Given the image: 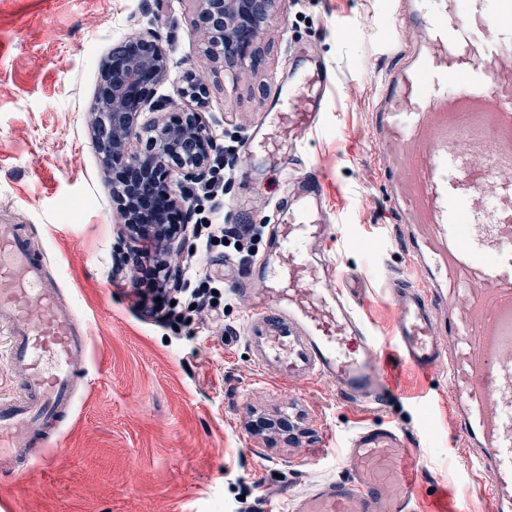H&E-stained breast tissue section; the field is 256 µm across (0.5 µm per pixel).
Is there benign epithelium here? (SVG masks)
Instances as JSON below:
<instances>
[{"label":"benign epithelium","instance_id":"1","mask_svg":"<svg viewBox=\"0 0 512 512\" xmlns=\"http://www.w3.org/2000/svg\"><path fill=\"white\" fill-rule=\"evenodd\" d=\"M198 25L208 51L233 69L253 58L256 41L278 0H198ZM171 59L155 37L129 38L102 66L99 92L91 107L93 137L104 164L115 173L112 197L122 219L121 239L155 237L165 224L164 207L149 208L153 185L165 207L178 209L184 196L166 181L175 172L182 184L208 180L215 151L201 116L183 111L175 119L155 118L139 123L152 103L155 86L170 73ZM181 97L203 99L208 85L185 76ZM145 142L142 150L133 141Z\"/></svg>","mask_w":512,"mask_h":512}]
</instances>
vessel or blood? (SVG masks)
<instances>
[{"instance_id": "b4317fda", "label": "vessel or blood", "mask_w": 512, "mask_h": 512, "mask_svg": "<svg viewBox=\"0 0 512 512\" xmlns=\"http://www.w3.org/2000/svg\"><path fill=\"white\" fill-rule=\"evenodd\" d=\"M395 26L422 30L415 57L384 77L372 130L409 257L392 283L396 347L419 372L447 369L463 451L494 512H512V0H412ZM302 55L248 142L264 172L253 191L277 179L288 191L263 255L228 281L251 297L244 339L260 370L379 406L392 392L381 349L320 252L331 230L323 181L287 173L330 83L319 57ZM0 322V360L17 381L0 397V470L16 472L42 456L48 424L73 412L86 327L15 224L0 225ZM347 458L351 477L290 495L288 512H414L424 486L401 429L360 430Z\"/></svg>"}]
</instances>
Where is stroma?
<instances>
[{"instance_id": "35a3bbf8", "label": "stroma", "mask_w": 512, "mask_h": 512, "mask_svg": "<svg viewBox=\"0 0 512 512\" xmlns=\"http://www.w3.org/2000/svg\"><path fill=\"white\" fill-rule=\"evenodd\" d=\"M405 2L278 0L255 59L228 75L204 52L197 0H0V224L27 225L88 336L56 464L30 477L0 472L14 512H239L245 501L270 512L289 492L349 476V438L384 421L405 431L423 476L462 490L464 512H490L453 447L446 376L407 367L393 340L390 280L408 258L375 173L371 120L378 79L396 62L390 44L416 41L389 20ZM150 33L175 63L155 99L179 101L188 72L209 87L198 110L217 145L213 174L226 179L214 204L227 224L276 222L286 188L252 194L246 142L299 68L298 46L327 64L324 115L300 154L326 184L327 259L395 375L384 406L341 400L321 380L282 385L249 359L247 298L227 290L224 266L250 264L264 241L246 255L221 242L203 249L194 234L164 256L180 274L203 263L215 277L217 305L199 321L166 319L119 264L121 217L90 106L113 48ZM266 418L292 429L265 430Z\"/></svg>"}]
</instances>
